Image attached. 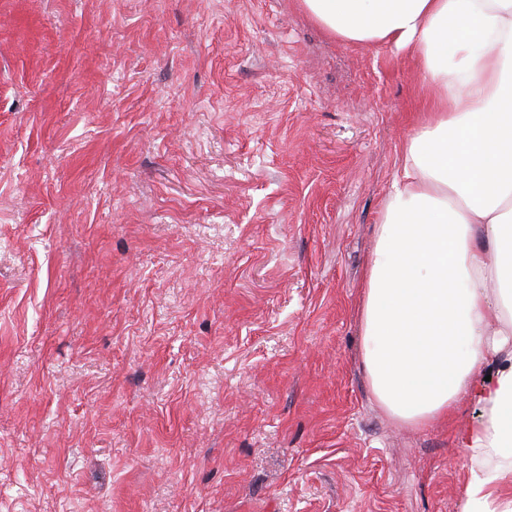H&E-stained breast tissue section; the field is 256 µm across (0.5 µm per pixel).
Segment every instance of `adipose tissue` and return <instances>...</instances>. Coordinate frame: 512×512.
<instances>
[{
	"label": "adipose tissue",
	"mask_w": 512,
	"mask_h": 512,
	"mask_svg": "<svg viewBox=\"0 0 512 512\" xmlns=\"http://www.w3.org/2000/svg\"><path fill=\"white\" fill-rule=\"evenodd\" d=\"M301 5L338 39L414 50L438 89L376 228L361 360L378 403L404 424L445 419L463 398L482 405L461 438L471 463L461 512H492L507 474L482 463L512 459V262L497 259L512 251V0Z\"/></svg>",
	"instance_id": "obj_1"
}]
</instances>
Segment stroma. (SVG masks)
Here are the masks:
<instances>
[{"label":"stroma","instance_id":"stroma-1","mask_svg":"<svg viewBox=\"0 0 512 512\" xmlns=\"http://www.w3.org/2000/svg\"><path fill=\"white\" fill-rule=\"evenodd\" d=\"M431 92L299 0H0V512H461L361 284Z\"/></svg>","mask_w":512,"mask_h":512}]
</instances>
